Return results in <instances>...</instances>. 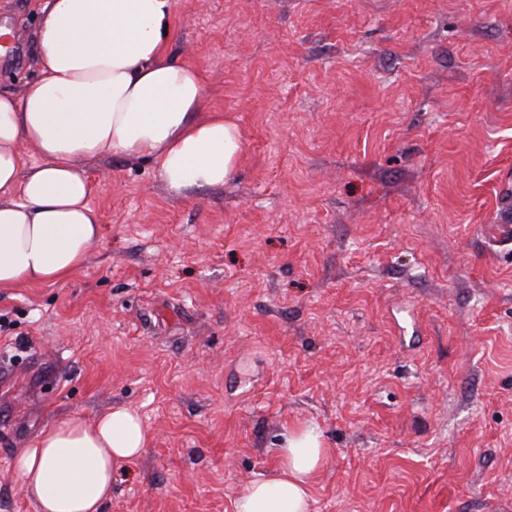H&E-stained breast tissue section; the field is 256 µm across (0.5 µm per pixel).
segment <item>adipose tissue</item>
<instances>
[{
	"instance_id": "obj_1",
	"label": "adipose tissue",
	"mask_w": 512,
	"mask_h": 512,
	"mask_svg": "<svg viewBox=\"0 0 512 512\" xmlns=\"http://www.w3.org/2000/svg\"><path fill=\"white\" fill-rule=\"evenodd\" d=\"M173 0H45L39 75L0 90V291L52 286L87 262L101 236L87 168L103 156L152 158L170 194L233 180L237 125L208 107L198 71L166 54ZM149 432L136 411L50 422L13 472L36 512H101L112 476ZM275 473L248 484L235 512H312L327 450L321 431L284 435Z\"/></svg>"
}]
</instances>
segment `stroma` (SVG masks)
<instances>
[{"label":"stroma","instance_id":"stroma-1","mask_svg":"<svg viewBox=\"0 0 512 512\" xmlns=\"http://www.w3.org/2000/svg\"><path fill=\"white\" fill-rule=\"evenodd\" d=\"M40 21L0 0L1 89ZM167 51L237 175L176 198L102 158L86 266L0 293V512H36L11 463L46 424L116 406L150 442L102 512H234L300 424L312 512H512V0H174Z\"/></svg>","mask_w":512,"mask_h":512}]
</instances>
